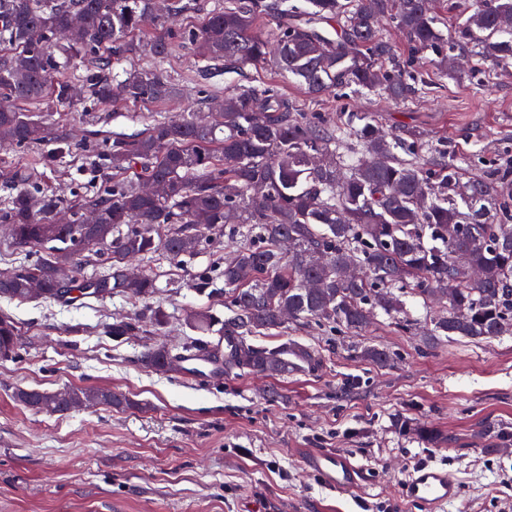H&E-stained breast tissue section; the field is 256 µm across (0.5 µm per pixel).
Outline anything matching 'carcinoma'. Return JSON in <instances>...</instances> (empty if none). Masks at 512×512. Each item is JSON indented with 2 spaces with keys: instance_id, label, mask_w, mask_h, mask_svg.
Masks as SVG:
<instances>
[{
  "instance_id": "obj_1",
  "label": "carcinoma",
  "mask_w": 512,
  "mask_h": 512,
  "mask_svg": "<svg viewBox=\"0 0 512 512\" xmlns=\"http://www.w3.org/2000/svg\"><path fill=\"white\" fill-rule=\"evenodd\" d=\"M300 9L288 0H224L188 33L203 79L215 62L226 68L256 65L273 49V66L319 97L352 87L394 102L416 97L424 83L413 71L420 53L442 51L441 43L481 58H512V0H472L471 9L448 26L443 38L430 0H307ZM193 0H0V144L28 146L49 139L57 154L73 145L61 126L40 122L23 108L30 101L57 106L71 99L68 80L50 81L62 67L57 37L74 16L82 29L70 41L69 58L96 64L86 79L92 100L111 105L162 104L177 88L153 70H116L147 53L166 57L172 33H150L164 15L193 9ZM410 48L397 55L381 33L382 19ZM205 112L172 120L159 113L134 136L117 134L97 164L112 182L74 200L70 222L60 224V202L34 185L32 172L8 173L10 192L0 201V223L14 228L11 243L39 253L0 273V299L24 302L37 282L42 300L64 298L74 305L121 295L140 307L134 316L107 326L114 338L160 330L170 313L151 300L154 277H130L125 259H150L158 252L173 262L209 242L204 230L237 238L224 256V287L194 283L200 294L224 303L228 314L210 307L186 310L182 321L196 333L186 344L212 356L213 334L234 336L237 347L224 372L285 376L318 368L314 352L288 337L282 317L329 329L361 331L373 312L409 326L402 297L426 303L448 294V313L431 320L430 335L475 341L512 334V166L501 165L462 180L466 160L447 149L428 155L415 129L391 132L373 115L333 121L304 112L273 89L234 86L224 103L204 99ZM156 180L163 195L147 198L141 183ZM98 213L107 232L89 241L82 216ZM104 252V270L86 272ZM464 253L468 265L456 264ZM69 267V284L56 271ZM276 334L274 347L254 336ZM17 325L0 317V359L22 358ZM178 357L150 343L137 358L145 369L175 375ZM69 402L57 392L15 391L25 408H50L59 415L100 407L133 406L110 389L69 387Z\"/></svg>"
}]
</instances>
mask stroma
<instances>
[{
  "label": "stroma",
  "mask_w": 512,
  "mask_h": 512,
  "mask_svg": "<svg viewBox=\"0 0 512 512\" xmlns=\"http://www.w3.org/2000/svg\"><path fill=\"white\" fill-rule=\"evenodd\" d=\"M128 66L162 72L180 96L162 106L104 107L83 94L91 66L65 67L58 77L71 81L74 97L53 118L73 142L132 134L155 113L178 118L198 109L202 93L220 97L225 87L251 85L278 89L303 111L330 118L370 112L396 132L420 127L429 147L467 158L473 175L512 161V59L466 58L455 79L428 62L422 93L397 104L350 88L314 98L268 62L208 85L182 43L165 59L142 55ZM53 149L45 141L0 150V172L31 168L41 191L65 203L105 182L84 153L60 158ZM223 263V253L207 246L180 265L155 258L138 267L157 277V303L193 309L210 300L192 280L222 286ZM405 307L407 330L384 314L358 333L289 324V336L320 355L316 370L285 379L223 373L199 383L143 368L144 335L106 334L107 324L134 313L126 298L77 308L0 300L26 349L22 360H0V512H421L399 494L419 461L441 463L458 479L460 496L446 512H512V336L437 341L426 331L438 307L411 296ZM368 346L387 350L391 362L362 359ZM66 386L110 388L134 406L50 416L13 399L21 387ZM307 448L358 465L360 488L326 490L303 464Z\"/></svg>",
  "instance_id": "stroma-1"
}]
</instances>
